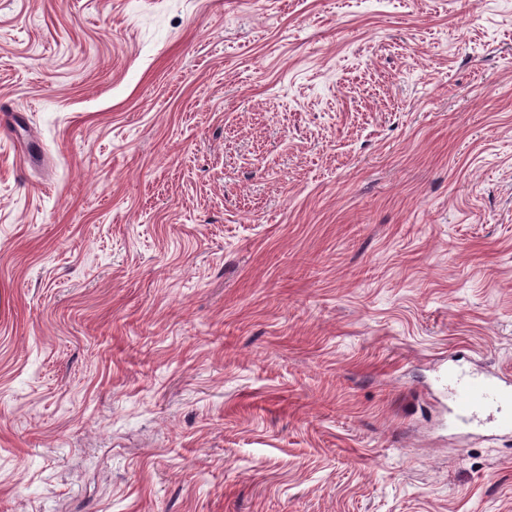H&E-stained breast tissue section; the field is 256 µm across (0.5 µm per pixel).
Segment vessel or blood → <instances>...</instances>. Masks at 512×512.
I'll return each instance as SVG.
<instances>
[{
    "instance_id": "vessel-or-blood-1",
    "label": "vessel or blood",
    "mask_w": 512,
    "mask_h": 512,
    "mask_svg": "<svg viewBox=\"0 0 512 512\" xmlns=\"http://www.w3.org/2000/svg\"><path fill=\"white\" fill-rule=\"evenodd\" d=\"M459 416L479 410H495L500 428L512 429V390L492 378L450 377Z\"/></svg>"
}]
</instances>
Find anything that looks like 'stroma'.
Listing matches in <instances>:
<instances>
[{
    "instance_id": "1",
    "label": "stroma",
    "mask_w": 512,
    "mask_h": 512,
    "mask_svg": "<svg viewBox=\"0 0 512 512\" xmlns=\"http://www.w3.org/2000/svg\"><path fill=\"white\" fill-rule=\"evenodd\" d=\"M512 0H0V512H512ZM456 402V409L461 417L479 410L495 409L499 414L492 419L498 422L501 429H512V414L509 407L512 402V391L503 387L492 378H464L463 376L448 377Z\"/></svg>"
}]
</instances>
